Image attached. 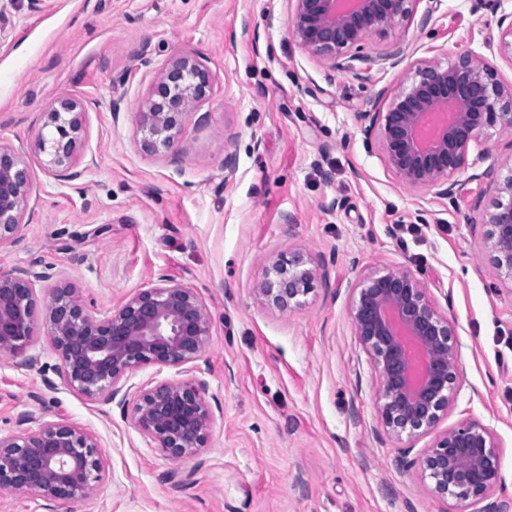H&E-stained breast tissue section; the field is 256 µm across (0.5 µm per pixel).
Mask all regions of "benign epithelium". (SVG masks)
I'll return each instance as SVG.
<instances>
[{"label":"benign epithelium","mask_w":512,"mask_h":512,"mask_svg":"<svg viewBox=\"0 0 512 512\" xmlns=\"http://www.w3.org/2000/svg\"><path fill=\"white\" fill-rule=\"evenodd\" d=\"M293 38L312 56L334 69L362 76L356 63L372 59L396 66L404 49L395 42L372 58L360 54L367 38L385 36L410 13L411 0H291ZM498 49L512 60V13L498 20ZM210 76L198 60L174 59L158 77L147 110L141 113L144 147L185 153L178 134L193 107L204 99ZM84 104L54 101L36 143L49 156L54 178L76 180L73 157L82 131ZM366 138H375L385 167L419 192L442 197L460 192L453 180L465 166L469 146L486 131H512V85L500 83L487 63L464 53L443 66H418L406 75L384 112H364ZM481 177L496 196L481 213L483 248L498 276L512 283V173L500 177L493 168ZM30 171L14 150L0 146V246L23 240V217ZM40 261L0 271V356L19 367L34 368V318L45 309L49 337L62 384L95 401L114 403L131 419L152 448L168 459L185 461L206 447L213 414L207 382L195 375L211 333V317L194 289L166 276L143 289L106 316L72 288H50L42 296L35 283L49 275ZM319 266L301 252L280 257L266 269L258 292L281 312L302 305L313 289ZM351 320L378 374V413L387 434L398 441L432 429L457 399L456 366L460 345L453 323L442 314L428 289L408 267L382 266L356 288ZM175 368L178 381L131 383L143 366ZM22 423L32 427L0 433V492L19 491L53 501L89 498L101 480L103 458L95 435L65 419L42 420L29 412ZM430 481L439 499H453L474 512H506L489 501L501 487L500 446L493 430L470 420L438 435L432 446L407 461Z\"/></svg>","instance_id":"obj_1"}]
</instances>
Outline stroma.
Segmentation results:
<instances>
[{
  "label": "stroma",
  "instance_id": "1",
  "mask_svg": "<svg viewBox=\"0 0 512 512\" xmlns=\"http://www.w3.org/2000/svg\"><path fill=\"white\" fill-rule=\"evenodd\" d=\"M410 9L363 48L373 56L398 41L404 60L374 63L360 80L300 47L290 0H54L46 11L0 0V145L31 173L24 239L0 249V270L40 260L51 286L101 314L162 274L194 288L212 320L199 366L213 412L206 448L171 462L116 405L44 388L59 358L37 312L39 364L0 358V430L18 431L29 411L81 424L106 472L88 500L5 491L0 512H443L382 428L378 376L350 317L355 288L379 266L410 267L460 345L457 400L412 438L415 453L465 420L489 426L504 477L493 498L512 512V287L469 230L475 201L495 196L482 172L512 170V135L492 129L470 145L463 189L445 198L399 182L361 118L385 111L404 72L465 51L511 84L512 60L487 40L512 0ZM143 50L150 66L137 60ZM182 55L208 69L210 90L181 129L184 154L146 150L139 114ZM65 97L86 107L74 181L50 176L35 147L49 104ZM302 250L326 273L301 307L279 313L256 287L269 262Z\"/></svg>",
  "mask_w": 512,
  "mask_h": 512
}]
</instances>
